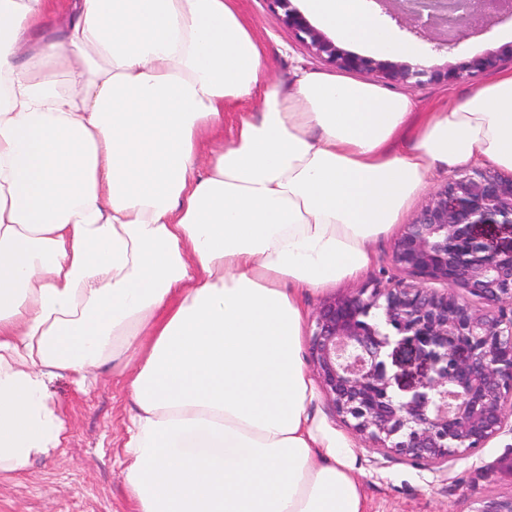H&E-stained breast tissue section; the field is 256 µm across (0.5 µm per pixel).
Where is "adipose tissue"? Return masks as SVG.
<instances>
[{
  "label": "adipose tissue",
  "instance_id": "adipose-tissue-1",
  "mask_svg": "<svg viewBox=\"0 0 512 512\" xmlns=\"http://www.w3.org/2000/svg\"><path fill=\"white\" fill-rule=\"evenodd\" d=\"M304 2L420 58L365 0ZM55 10L0 0V476L57 455L53 378L82 391L112 365L136 512H367L303 299L359 278L434 176L512 171V71L422 114L317 71L281 90L235 0H72L49 34Z\"/></svg>",
  "mask_w": 512,
  "mask_h": 512
}]
</instances>
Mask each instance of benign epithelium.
Instances as JSON below:
<instances>
[{
  "label": "benign epithelium",
  "instance_id": "1",
  "mask_svg": "<svg viewBox=\"0 0 512 512\" xmlns=\"http://www.w3.org/2000/svg\"><path fill=\"white\" fill-rule=\"evenodd\" d=\"M282 22L316 55L337 68L387 84L464 82L496 69L512 46L443 68L377 60L336 46L291 6ZM399 26L454 52L468 33L512 20V0H376ZM478 224L512 226V174L474 167L448 175L390 257L400 272L316 311L309 357L322 391L373 449L430 466L473 456L501 433H512V248L475 235ZM398 339L429 372L398 396L383 349ZM471 512H512V491L477 498Z\"/></svg>",
  "mask_w": 512,
  "mask_h": 512
}]
</instances>
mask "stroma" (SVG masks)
<instances>
[{
	"instance_id": "35a3bbf8",
	"label": "stroma",
	"mask_w": 512,
	"mask_h": 512,
	"mask_svg": "<svg viewBox=\"0 0 512 512\" xmlns=\"http://www.w3.org/2000/svg\"><path fill=\"white\" fill-rule=\"evenodd\" d=\"M237 8L263 49L273 82L290 83L295 67L335 73L280 23L268 0H237ZM493 72L472 82H427L410 88L423 111L431 112L459 97L470 86L493 79ZM399 238L391 233L374 247V259L363 275L305 297L308 313L324 298L350 295L366 284L385 281L396 271L390 256ZM50 391L66 415L70 430L57 459L38 460L25 472L0 477V512H135L124 487L121 466L128 396L118 373L104 372L87 391L68 379L51 382ZM362 464L361 481L369 512H471L474 500L487 493L512 491V435L491 440L476 456L463 457L437 469L395 455H383L353 441Z\"/></svg>"
}]
</instances>
